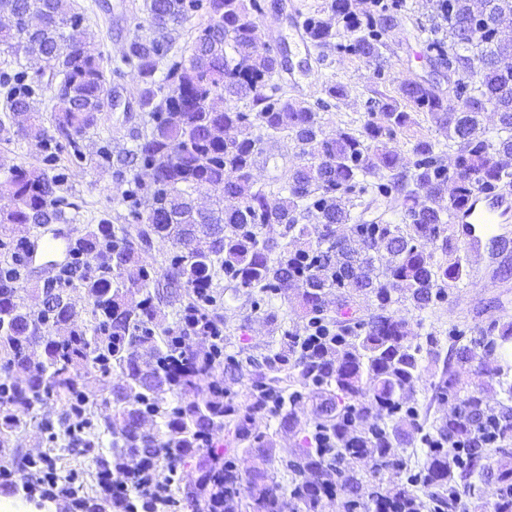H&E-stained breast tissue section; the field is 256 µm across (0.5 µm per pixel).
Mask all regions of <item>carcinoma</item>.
<instances>
[{
  "mask_svg": "<svg viewBox=\"0 0 512 512\" xmlns=\"http://www.w3.org/2000/svg\"><path fill=\"white\" fill-rule=\"evenodd\" d=\"M261 0H144L151 37L134 36L120 60L94 57L86 48L93 35L85 15L65 20L64 0H0V12L15 23L0 26V45L11 58L0 72L4 109L17 124L16 136L37 143L47 164L71 149L83 158L82 142L112 111V83L122 68L137 70L143 87L139 109L143 126L131 130L133 146L112 152L102 142L98 163L114 162L133 172L123 201L129 215L145 226L132 230L107 217L75 240L72 252L84 257V270L69 268L42 288L44 304L24 302L19 252L0 240L10 259L0 261V448L10 447L16 431L39 421L48 447L38 456L15 449L10 461L25 482H56V490L81 512H155L148 499L131 490L112 493V469L130 455L155 467L195 463L191 496L213 512H280L278 487L258 469L242 475L223 455L194 452L200 439L236 417L238 441L251 438V416L267 411L284 427L299 426L300 390L277 387L262 375L251 383L250 405L224 398V381L201 400L172 399L196 388L202 377L224 364V338L214 341L208 364L176 363L186 352L184 337L161 327V305L173 295L189 302L180 322L192 317L218 326L214 280L225 276L238 288L269 296L299 290L301 308L312 325L330 329L327 355L299 351L293 381L317 388L319 401L313 441L326 453L309 450L290 464V494L303 512H318L327 482L336 481L344 512H397L404 486L385 489L367 478L359 461L372 462L377 475L407 464L392 448L406 442L396 418L418 422V411L404 396L421 378L423 360L443 363L433 399L455 401L448 419L426 436L460 450L448 464L436 446L422 482L444 512H457L459 498L481 503L473 512H512V467H492L488 448L507 455L512 440V365L495 377L505 395L496 407L463 386L458 369L480 349L501 353L512 342V322L462 343L465 332L448 331L449 352L441 358L440 338L429 332L425 344L409 338L405 318L394 306L408 301L418 310L442 302L451 284L469 275L448 234L457 204L480 184L512 186V0H442L428 24L418 22L427 59L446 68L447 88L422 78L391 86L387 77L397 55L390 32L409 19L404 0H374L366 12L356 0H327L303 14L306 37L317 50H334L374 66L371 96L362 118L324 130L323 114L348 97L346 86L323 83L324 97L310 104L288 96L273 82L277 50H258L254 15ZM199 17L188 41L173 32ZM35 58L50 70L30 69ZM52 92L48 123L37 98ZM430 121L446 143L414 130L416 117ZM216 128L228 137H211ZM291 138L300 162L281 164L272 179L277 196L258 185L254 170L271 160L265 145ZM410 147L403 149L400 139ZM154 172L155 187L143 200L135 185L140 171ZM0 235L16 224L41 217L62 218L60 195L66 175L35 165L1 164ZM210 191L204 210L195 206L201 189ZM384 205L374 216L372 209ZM171 242L164 273L142 260L153 237ZM82 288L88 307L77 311L69 291ZM140 298H134V295ZM336 298V318L325 315L326 296ZM362 297L373 301L368 318L357 316ZM28 368L22 384H9L13 371ZM120 375L112 399L97 401L86 391L90 374ZM54 400L62 412L41 414ZM113 406L112 415L99 410ZM65 437L66 448L89 459L97 484L85 489L79 475L58 476L50 452Z\"/></svg>",
  "mask_w": 512,
  "mask_h": 512,
  "instance_id": "1",
  "label": "carcinoma"
}]
</instances>
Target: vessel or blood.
Returning a JSON list of instances; mask_svg holds the SVG:
<instances>
[{"label": "vessel or blood", "mask_w": 512, "mask_h": 512, "mask_svg": "<svg viewBox=\"0 0 512 512\" xmlns=\"http://www.w3.org/2000/svg\"><path fill=\"white\" fill-rule=\"evenodd\" d=\"M453 221L462 228V243L471 265L480 266L494 255L512 250V239L502 233L501 227L512 222V190L496 185H481L467 203L459 208ZM70 234L55 233L39 236L34 253L28 255V264H40L50 276L63 269L62 260L68 255Z\"/></svg>", "instance_id": "b4317fda"}]
</instances>
